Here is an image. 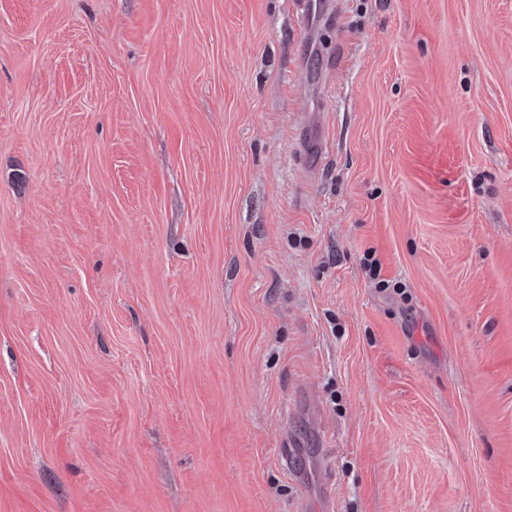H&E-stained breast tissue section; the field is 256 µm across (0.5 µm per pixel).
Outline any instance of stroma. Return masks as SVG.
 <instances>
[{
	"label": "stroma",
	"instance_id": "stroma-1",
	"mask_svg": "<svg viewBox=\"0 0 512 512\" xmlns=\"http://www.w3.org/2000/svg\"><path fill=\"white\" fill-rule=\"evenodd\" d=\"M335 3L0 0V512H512V0Z\"/></svg>",
	"mask_w": 512,
	"mask_h": 512
}]
</instances>
